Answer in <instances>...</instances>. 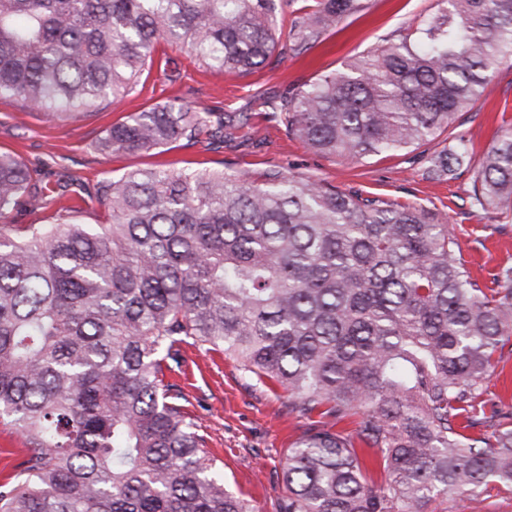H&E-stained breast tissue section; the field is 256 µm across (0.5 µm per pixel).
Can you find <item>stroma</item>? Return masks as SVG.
Instances as JSON below:
<instances>
[{
    "mask_svg": "<svg viewBox=\"0 0 512 512\" xmlns=\"http://www.w3.org/2000/svg\"><path fill=\"white\" fill-rule=\"evenodd\" d=\"M367 4L363 14L342 19L316 46L285 53L248 74L212 73L187 48L158 44L153 67L133 92L121 100L97 102L77 120L28 108L17 99H0V153L15 155L31 170L33 197L47 187L57 196L56 203L44 207L36 206L33 198L26 201L10 215V223L52 224L63 207L78 205L84 208V223H107V212L92 201V194L105 182L140 168L187 165L203 172L258 174L280 166L344 192L423 208L447 225L470 275L481 287H494L499 267L512 265V222L500 211L472 205L474 171L439 178L428 167L452 137H465L478 158L504 131H512V53L505 55L472 111L435 140L398 155L335 159L313 151L270 116L267 100L295 94L347 59L398 39L438 8L437 0ZM168 102L209 111L215 124L228 112L245 113L249 120L225 141L204 134L199 141H181L166 151L108 155L99 150V138L109 126ZM166 379L188 398L187 409L226 486L251 499L256 512H274L288 450L309 429L310 419L289 411L283 389L248 379L237 361L220 351L183 346L179 366Z\"/></svg>",
    "mask_w": 512,
    "mask_h": 512,
    "instance_id": "1",
    "label": "stroma"
}]
</instances>
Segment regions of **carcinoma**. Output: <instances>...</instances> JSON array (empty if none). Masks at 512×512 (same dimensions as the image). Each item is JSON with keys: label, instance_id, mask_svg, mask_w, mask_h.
<instances>
[{"label": "carcinoma", "instance_id": "carcinoma-1", "mask_svg": "<svg viewBox=\"0 0 512 512\" xmlns=\"http://www.w3.org/2000/svg\"><path fill=\"white\" fill-rule=\"evenodd\" d=\"M399 39L272 106L326 156L431 141L471 111L505 49L512 0H439ZM363 0H0V98L77 118L130 94L159 41L207 69L248 72L300 52ZM288 41L283 45L282 41ZM209 116L156 105L110 126L109 153L193 141ZM247 124L224 113V133ZM475 169L472 204L512 214V133L482 160L460 136L437 177ZM31 172L0 154V219ZM109 224H0V416L25 441L0 512H254L229 491L185 396L165 382L184 344L279 385L311 425L289 450L275 512H427L512 495V412L487 380L512 355V265L485 290L423 209L272 168H147L101 187ZM480 425L477 436L465 430Z\"/></svg>", "mask_w": 512, "mask_h": 512}]
</instances>
